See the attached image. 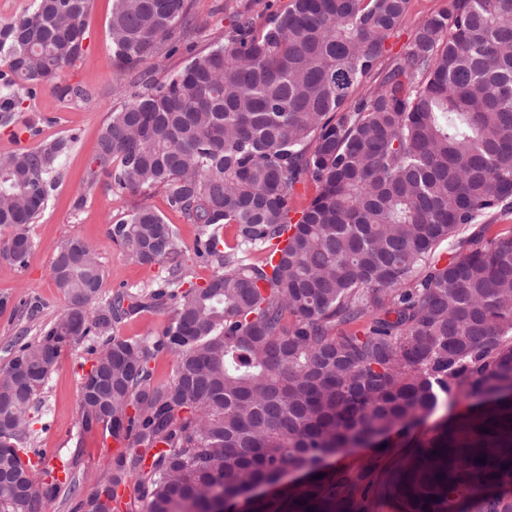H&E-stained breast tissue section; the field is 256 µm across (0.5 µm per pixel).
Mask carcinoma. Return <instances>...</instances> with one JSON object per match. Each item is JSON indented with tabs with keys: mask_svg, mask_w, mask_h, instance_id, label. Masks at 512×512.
<instances>
[{
	"mask_svg": "<svg viewBox=\"0 0 512 512\" xmlns=\"http://www.w3.org/2000/svg\"><path fill=\"white\" fill-rule=\"evenodd\" d=\"M90 2L33 0L0 26L1 125L81 58ZM261 3L175 75L122 90L129 101L103 127L76 205L103 175L142 197L108 233L168 277L102 299L93 246L57 248L67 305L0 368V441L12 445L0 451V512H37L75 485L65 464L61 477L42 468L35 497L12 477L34 400L84 339L98 355L81 375V426L130 447L96 484L115 499L137 474L144 512H512V234L485 224L512 215V0H448L388 63L409 0H289L257 29ZM190 9L112 0V52L158 55ZM68 147L0 156L4 259L26 263L27 227ZM301 183L316 195L298 211ZM157 187L198 226L196 257L214 267L203 287H184L178 233L144 201ZM226 224L236 252L220 249ZM166 305L161 335L114 334ZM162 350L174 372L154 385ZM441 409L451 417L411 435ZM393 433L411 448L395 461ZM347 448L373 452L355 468L325 463ZM287 471L303 482L250 494ZM175 365V356L167 351L156 354L150 363L152 369V383L154 385H165L171 381Z\"/></svg>",
	"mask_w": 512,
	"mask_h": 512,
	"instance_id": "cac0c4a2",
	"label": "carcinoma"
}]
</instances>
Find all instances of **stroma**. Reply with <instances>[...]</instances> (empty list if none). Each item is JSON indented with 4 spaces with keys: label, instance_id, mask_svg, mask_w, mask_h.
Returning a JSON list of instances; mask_svg holds the SVG:
<instances>
[{
    "label": "stroma",
    "instance_id": "stroma-1",
    "mask_svg": "<svg viewBox=\"0 0 512 512\" xmlns=\"http://www.w3.org/2000/svg\"><path fill=\"white\" fill-rule=\"evenodd\" d=\"M244 0H192L190 21L169 57L127 63L112 52L109 22L112 0H91L87 18L85 50L74 66L63 69L59 90L37 86L17 109L18 121L0 125V154L31 148L42 141L67 138L70 148L59 160L58 183L45 210L29 226L32 249L26 265L0 260V367L7 364L17 341H28L41 325L52 321L65 307L66 299L51 277V264L63 240L78 238L94 245L104 273L102 297L116 291L147 293L167 276L162 264L144 266L127 261L120 246L108 234L110 224L135 204L129 192L110 188L100 178L91 194H84L83 180L91 167L98 138L110 114L120 108L122 97L114 87H129L142 73L164 80L190 59L191 49H204L212 37L230 31ZM448 0H410L406 15L388 44L389 56L401 54L418 23L443 9ZM64 86L81 87L83 96L61 94ZM35 120L36 134L20 135V124ZM84 204H77V197ZM171 308L152 309L120 321L117 335L126 338L162 334ZM86 342L66 348L47 388L40 394L34 414L30 450L39 452L50 466L69 464L77 484L76 495L60 493L42 501L39 512H73L77 496L90 494L98 476L113 459L100 433L80 429V375L91 366Z\"/></svg>",
    "mask_w": 512,
    "mask_h": 512
}]
</instances>
